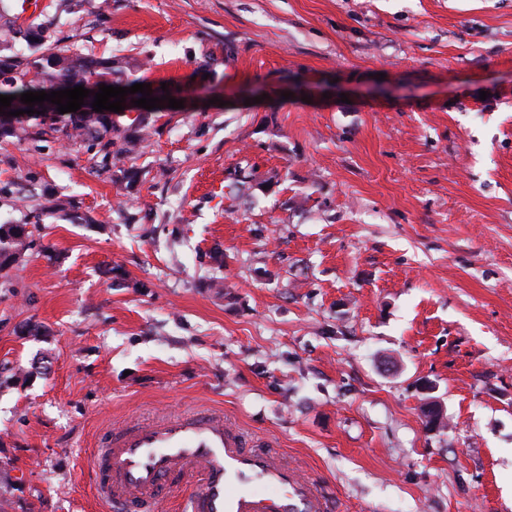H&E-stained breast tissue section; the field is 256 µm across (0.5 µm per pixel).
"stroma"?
Returning a JSON list of instances; mask_svg holds the SVG:
<instances>
[{"label":"stroma","instance_id":"obj_1","mask_svg":"<svg viewBox=\"0 0 512 512\" xmlns=\"http://www.w3.org/2000/svg\"><path fill=\"white\" fill-rule=\"evenodd\" d=\"M56 2L0 11L183 106L99 174L0 141V512L209 407L335 512H512V0Z\"/></svg>","mask_w":512,"mask_h":512}]
</instances>
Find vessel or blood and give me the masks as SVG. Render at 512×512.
Returning a JSON list of instances; mask_svg holds the SVG:
<instances>
[{
  "label": "vessel or blood",
  "instance_id": "vessel-or-blood-1",
  "mask_svg": "<svg viewBox=\"0 0 512 512\" xmlns=\"http://www.w3.org/2000/svg\"><path fill=\"white\" fill-rule=\"evenodd\" d=\"M93 496L107 512H329L317 485L276 454L247 448L222 412L203 408L108 433L93 461Z\"/></svg>",
  "mask_w": 512,
  "mask_h": 512
}]
</instances>
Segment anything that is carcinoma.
Returning <instances> with one entry per match:
<instances>
[{"mask_svg": "<svg viewBox=\"0 0 512 512\" xmlns=\"http://www.w3.org/2000/svg\"><path fill=\"white\" fill-rule=\"evenodd\" d=\"M20 40L32 48L31 54L25 56L15 52V45ZM124 75L121 61L84 55L73 47L53 41L48 28L25 24L17 16L0 13V84L9 82L13 85L17 109H29V105L20 101L21 94L27 91H46L59 83L94 81L108 85L123 80ZM148 127L149 122L143 119L133 120L131 126L123 130L122 147L116 152L112 151L115 145L112 134L117 129L106 115L71 118L61 126L53 123L36 131L21 122L8 127L0 125V138L22 142L58 134L75 152L84 148L92 153L88 163L90 169L98 171L112 165V156L133 151L143 140Z\"/></svg>", "mask_w": 512, "mask_h": 512, "instance_id": "carcinoma-1", "label": "carcinoma"}]
</instances>
